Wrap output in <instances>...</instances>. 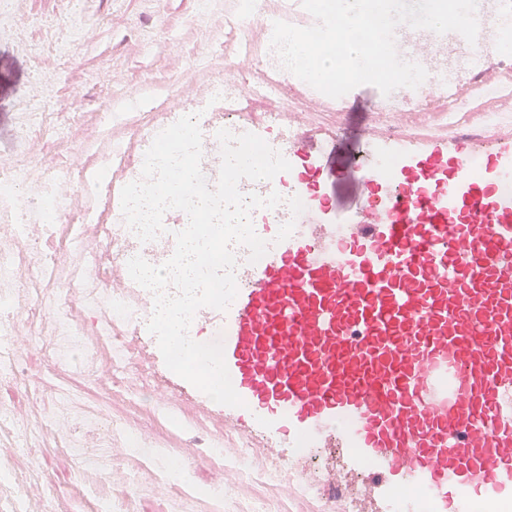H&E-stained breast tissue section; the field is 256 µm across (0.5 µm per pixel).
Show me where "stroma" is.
Listing matches in <instances>:
<instances>
[{
  "label": "stroma",
  "mask_w": 512,
  "mask_h": 512,
  "mask_svg": "<svg viewBox=\"0 0 512 512\" xmlns=\"http://www.w3.org/2000/svg\"><path fill=\"white\" fill-rule=\"evenodd\" d=\"M236 16L233 0H0V162L23 159L35 144L47 166L77 172L96 163L111 124L135 134L153 113L181 107L215 77L249 76L226 28ZM375 92L365 84L348 93L349 109L336 122L337 168L360 162ZM26 364L72 406L98 411L121 430L142 429L187 467L184 480L157 483L137 449L116 443L97 449L96 471L84 472L67 446L69 431L51 425L56 400L19 378L0 383V402L41 431L22 455L15 431L0 429V463L17 477L0 491V512H11L17 498L36 508L51 503L53 512H319L318 501L294 492L288 473L274 474L263 449H254L253 476L241 481L230 465L244 445L234 427L216 429L189 408L182 426L169 425L155 406L156 383L136 401L121 384L99 386L81 369L53 370L38 349ZM218 431L221 464L189 445Z\"/></svg>",
  "instance_id": "obj_1"
}]
</instances>
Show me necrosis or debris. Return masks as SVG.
Masks as SVG:
<instances>
[{"mask_svg": "<svg viewBox=\"0 0 512 512\" xmlns=\"http://www.w3.org/2000/svg\"><path fill=\"white\" fill-rule=\"evenodd\" d=\"M489 42L478 35L475 45L467 46L448 70L429 72L415 89L401 94H377L372 111L387 116L383 128L388 135H400L391 123L402 112H420L429 117L441 113L485 111V128H493L501 113L512 112V52L502 51L494 76L479 77L482 58ZM39 155L26 163L0 164V379L24 372L23 342L13 339L19 320H27L31 335H40L38 317L44 309L55 313L48 337H42V350L54 367H61L75 355L96 351L97 360H87L84 371L95 374L106 368L113 377L126 378V390L139 395L140 381L165 373L166 366L156 338L147 330L153 296L141 291L140 307L124 298L122 280L127 262L139 255L154 265L165 263L175 249L174 234L188 223L186 213H178L177 224L167 225L157 239L144 243L125 224L120 204H113L110 222L99 225L93 210H85L78 221H71V192L63 180L44 174L30 181L26 166L40 165ZM64 226L52 251H44L35 228ZM137 324L136 344L113 333V320ZM152 350L155 366L141 373L140 381L127 374L135 366L134 347Z\"/></svg>", "mask_w": 512, "mask_h": 512, "instance_id": "obj_1", "label": "necrosis or debris"}]
</instances>
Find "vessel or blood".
<instances>
[{"label": "vessel or blood", "mask_w": 512, "mask_h": 512, "mask_svg": "<svg viewBox=\"0 0 512 512\" xmlns=\"http://www.w3.org/2000/svg\"><path fill=\"white\" fill-rule=\"evenodd\" d=\"M271 18L308 24L301 0ZM234 129L262 134L265 115L238 113ZM363 147L338 170L318 112L274 135L299 208L256 225L257 262L234 245L237 295L204 311L245 405L166 386L303 479L301 449L343 448L404 512H512V122L397 138L373 125ZM348 182L366 205L339 223L332 196Z\"/></svg>", "instance_id": "1"}]
</instances>
